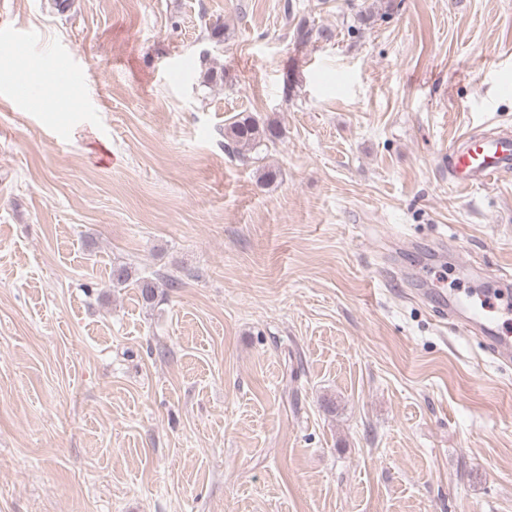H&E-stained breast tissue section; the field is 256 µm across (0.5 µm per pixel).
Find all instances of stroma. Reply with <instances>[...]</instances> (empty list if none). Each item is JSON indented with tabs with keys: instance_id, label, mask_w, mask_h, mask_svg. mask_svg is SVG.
<instances>
[{
	"instance_id": "obj_1",
	"label": "stroma",
	"mask_w": 512,
	"mask_h": 512,
	"mask_svg": "<svg viewBox=\"0 0 512 512\" xmlns=\"http://www.w3.org/2000/svg\"><path fill=\"white\" fill-rule=\"evenodd\" d=\"M372 2L0 0V70L85 78L0 82V512H512V365L422 295L512 280V177L442 163L512 130V0ZM330 37H332L330 30L326 28L316 29L313 25H309L306 22L299 23L293 32L296 47H306L319 39H328ZM48 61L52 72L60 81L77 91L82 90L84 74L73 65L67 54L55 53ZM12 97L28 112H41L40 87L34 81H25L14 85L11 90ZM279 137L280 130L273 123L260 125L252 116H241L224 127V149L244 160Z\"/></svg>"
}]
</instances>
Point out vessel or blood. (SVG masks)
Returning <instances> with one entry per match:
<instances>
[{
  "label": "vessel or blood",
  "mask_w": 512,
  "mask_h": 512,
  "mask_svg": "<svg viewBox=\"0 0 512 512\" xmlns=\"http://www.w3.org/2000/svg\"><path fill=\"white\" fill-rule=\"evenodd\" d=\"M49 64L60 81L77 90L83 88L84 74L73 65L68 55L53 54ZM11 95L26 111H40L41 94L36 82L26 81L14 85ZM510 174L512 133L485 136L468 132L459 136L449 148L448 181L453 186H484ZM511 298V294L503 291L498 293L496 299L485 298L478 304L458 296L452 297L448 303L449 315L457 318L466 331H476L490 338L494 356L506 364L512 363V339L500 336L494 310L497 301L505 302Z\"/></svg>",
  "instance_id": "b4317fda"
}]
</instances>
